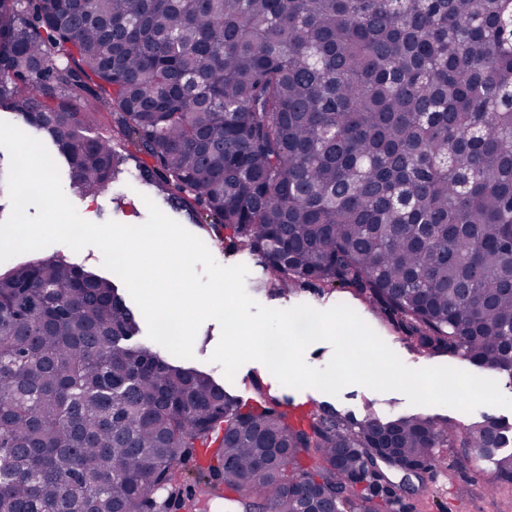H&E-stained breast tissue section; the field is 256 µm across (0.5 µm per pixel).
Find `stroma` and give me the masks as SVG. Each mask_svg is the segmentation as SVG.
I'll return each instance as SVG.
<instances>
[{"label":"stroma","mask_w":512,"mask_h":512,"mask_svg":"<svg viewBox=\"0 0 512 512\" xmlns=\"http://www.w3.org/2000/svg\"><path fill=\"white\" fill-rule=\"evenodd\" d=\"M121 153L125 158L122 172L109 190L97 195H71V202L84 219L93 223L113 220L122 224L138 225L148 216L146 200H153L166 215L199 237L219 264L246 265L249 269L245 280L246 291L261 305L286 309L304 303L318 309H328L345 304L371 326L406 366L422 368L447 365L466 369V362L447 354H428L415 350L402 339L400 332L392 327L383 313L374 310L352 289H304L285 295L259 289L258 284L266 279L267 271L256 256L244 248H226L224 242L205 223L199 222L177 203L166 200L164 194L155 186L131 183V173L137 171L145 157L130 146L122 147ZM219 338L218 323L213 320L205 321L195 339V357L190 361L191 366L213 373L217 381L223 382L228 392L242 401H252L255 393L250 385L251 378L256 377L262 383H270V371L263 364L252 361L238 370L234 380H226L220 365L210 360ZM274 394L294 405L307 407L315 403L327 404L336 410L353 413L359 418L371 411L382 417L391 413L418 412L457 424H467L474 419L473 414L448 407L419 408L410 405L402 393H379L358 385L347 386L336 396L314 388L297 390L283 385L277 386ZM443 454L447 458L445 465L423 473L415 482V491L398 490L393 512H512V483L498 481L493 464L476 453L466 454L458 448L444 449Z\"/></svg>","instance_id":"obj_1"}]
</instances>
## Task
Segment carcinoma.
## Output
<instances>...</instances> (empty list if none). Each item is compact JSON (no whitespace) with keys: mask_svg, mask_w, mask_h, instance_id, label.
Here are the masks:
<instances>
[{"mask_svg":"<svg viewBox=\"0 0 512 512\" xmlns=\"http://www.w3.org/2000/svg\"><path fill=\"white\" fill-rule=\"evenodd\" d=\"M0 105L73 193L108 188L126 142L152 161L135 179L261 257L258 287L352 288L512 387V0H0ZM140 332L80 265L0 274V512H164L189 458L185 512H388L386 471L444 447L512 481L493 418L298 411L257 381L244 403Z\"/></svg>","mask_w":512,"mask_h":512,"instance_id":"carcinoma-1","label":"carcinoma"}]
</instances>
